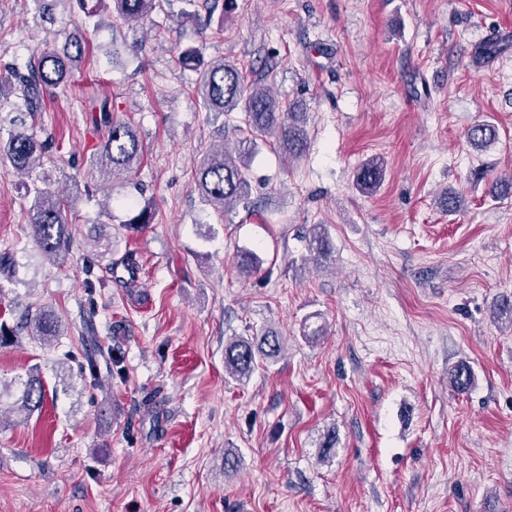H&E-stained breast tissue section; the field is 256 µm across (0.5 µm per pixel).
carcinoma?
<instances>
[{"mask_svg": "<svg viewBox=\"0 0 512 512\" xmlns=\"http://www.w3.org/2000/svg\"><path fill=\"white\" fill-rule=\"evenodd\" d=\"M77 2L83 15L73 22L74 30L68 35L62 48L50 44L39 52L37 60L25 67L18 65L10 69L11 93L18 102L9 109V119L0 118V126L9 124L6 140V156L18 171L31 173L39 165L42 144L25 131V116L38 110L44 91L67 85L73 71L83 62L86 39L83 28H94L101 24L98 7L101 0H33L36 4L35 22L53 25L57 22L56 11L71 14L72 2ZM113 12L123 21L139 22L155 9L162 7V0H111ZM178 60L187 67L199 71V80L194 94L207 112L230 116L232 112L244 111L242 123L233 129L240 134L236 155L224 149L212 151L200 162L196 172V187L202 201L222 212L232 203L249 196V184L244 171L254 153L257 141L272 140L279 152L291 159L301 158L308 149V137L303 128V113L283 111L280 101L268 87H248L239 68L229 62H206L198 48L188 47L179 52ZM91 120L96 127L108 129L106 141L95 161L104 175L120 179L138 163L143 145L136 129L127 122L112 117V101L104 97L89 102ZM468 142L477 149H487L497 141L493 124L480 121L467 131ZM384 176V160L372 157L366 160L355 173L356 188L363 194H373L380 187ZM512 193V170L493 176L488 183V194L495 198ZM31 206L30 227L36 250L48 261H55L69 250L70 236L67 226V201L47 188H35ZM130 212L125 221L128 226L143 227L155 221V208L140 206L131 201ZM310 259L321 262L331 253L329 240L321 224H314L306 237ZM262 261L252 251L242 250L236 257L238 272L255 275L261 271ZM27 333L33 339L47 343L59 335L60 325L52 311L40 309L26 316L14 328L0 325V347L8 345L12 338ZM284 350L281 336L266 331L254 342L232 336L224 344V370L240 381L249 377L262 363L278 357ZM452 386L462 391L467 389L473 374L470 368L460 364L450 374ZM45 392L39 377L31 375L23 383L21 395L10 407V412L29 415L42 407Z\"/></svg>", "mask_w": 512, "mask_h": 512, "instance_id": "cac0c4a2", "label": "carcinoma"}]
</instances>
